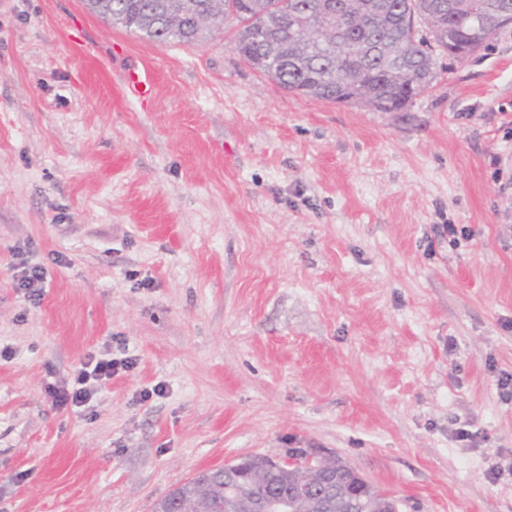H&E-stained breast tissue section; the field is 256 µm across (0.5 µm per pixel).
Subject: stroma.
<instances>
[{
    "instance_id": "obj_1",
    "label": "stroma",
    "mask_w": 512,
    "mask_h": 512,
    "mask_svg": "<svg viewBox=\"0 0 512 512\" xmlns=\"http://www.w3.org/2000/svg\"><path fill=\"white\" fill-rule=\"evenodd\" d=\"M235 29L0 0V512H152L289 448L399 512H512V28L402 112L288 93ZM91 353L134 365L57 405ZM170 0H87L89 9L139 34L140 37L159 43L194 45L209 33L197 32L183 18L172 24L165 17L166 2ZM127 82L128 87L139 96L149 94L155 84L153 68L150 64L143 62L141 67L129 71Z\"/></svg>"
}]
</instances>
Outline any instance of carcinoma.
Segmentation results:
<instances>
[{
	"label": "carcinoma",
	"mask_w": 512,
	"mask_h": 512,
	"mask_svg": "<svg viewBox=\"0 0 512 512\" xmlns=\"http://www.w3.org/2000/svg\"><path fill=\"white\" fill-rule=\"evenodd\" d=\"M168 0H87L89 9L159 43L194 45L206 37L184 18L165 17ZM335 35L322 30L318 0H196L203 10L224 6V16L237 22L234 46L260 73L281 89L308 98L337 102L340 82L363 83L373 97L365 104L380 112H401L434 86L441 75L436 54L462 61L473 45L484 47L512 25V0H333ZM417 13L429 30L419 35L408 27L406 13ZM294 466L273 473L265 484L250 485L247 494L297 497L294 474L307 463L306 450L289 449ZM224 469L203 470L172 489L154 505L165 512L197 489L209 495L208 512L224 508Z\"/></svg>",
	"instance_id": "obj_1"
}]
</instances>
